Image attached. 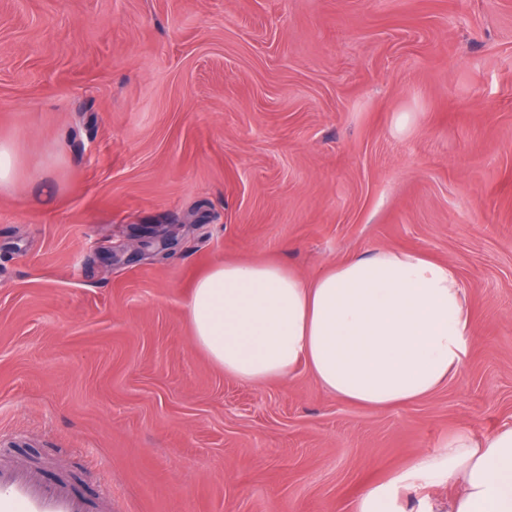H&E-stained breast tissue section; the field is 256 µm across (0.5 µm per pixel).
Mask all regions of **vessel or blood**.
<instances>
[{
	"instance_id": "vessel-or-blood-1",
	"label": "vessel or blood",
	"mask_w": 512,
	"mask_h": 512,
	"mask_svg": "<svg viewBox=\"0 0 512 512\" xmlns=\"http://www.w3.org/2000/svg\"><path fill=\"white\" fill-rule=\"evenodd\" d=\"M64 480L48 483L21 462H0V512H95Z\"/></svg>"
}]
</instances>
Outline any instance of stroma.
<instances>
[{
    "instance_id": "stroma-1",
    "label": "stroma",
    "mask_w": 512,
    "mask_h": 512,
    "mask_svg": "<svg viewBox=\"0 0 512 512\" xmlns=\"http://www.w3.org/2000/svg\"><path fill=\"white\" fill-rule=\"evenodd\" d=\"M0 140V458L112 512H354L512 421V0H0ZM136 224L178 248L113 264ZM379 247L466 292L431 396L375 411L196 348L209 266ZM16 183V158L12 147L0 142V189L13 188Z\"/></svg>"
}]
</instances>
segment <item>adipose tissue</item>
<instances>
[{
	"label": "adipose tissue",
	"mask_w": 512,
	"mask_h": 512,
	"mask_svg": "<svg viewBox=\"0 0 512 512\" xmlns=\"http://www.w3.org/2000/svg\"><path fill=\"white\" fill-rule=\"evenodd\" d=\"M186 318L197 348L225 375L282 380L305 366L321 389L374 410L404 406L445 385L473 334L454 267L412 251L378 248L313 280L273 262H224L194 282ZM456 485L447 512H512V424L447 447L367 486L354 512H436L419 491Z\"/></svg>",
	"instance_id": "1"
}]
</instances>
